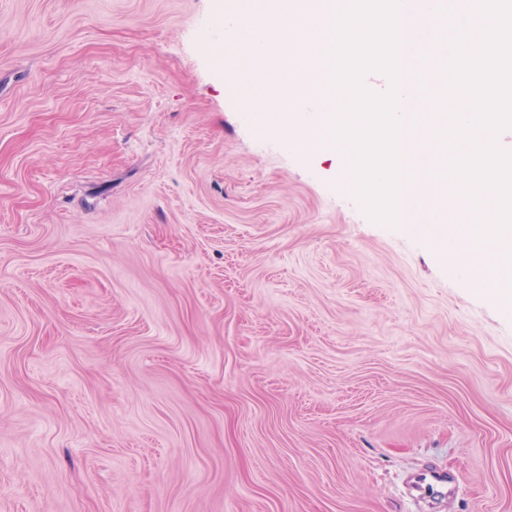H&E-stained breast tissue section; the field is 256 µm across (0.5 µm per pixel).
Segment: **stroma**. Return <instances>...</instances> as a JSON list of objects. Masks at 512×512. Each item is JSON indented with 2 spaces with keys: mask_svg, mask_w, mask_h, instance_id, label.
<instances>
[{
  "mask_svg": "<svg viewBox=\"0 0 512 512\" xmlns=\"http://www.w3.org/2000/svg\"><path fill=\"white\" fill-rule=\"evenodd\" d=\"M232 2L0 0V512H512V310L262 125ZM421 479L426 488L438 496L451 497L457 490L456 482L446 471L429 470L421 475Z\"/></svg>",
  "mask_w": 512,
  "mask_h": 512,
  "instance_id": "obj_1",
  "label": "stroma"
}]
</instances>
